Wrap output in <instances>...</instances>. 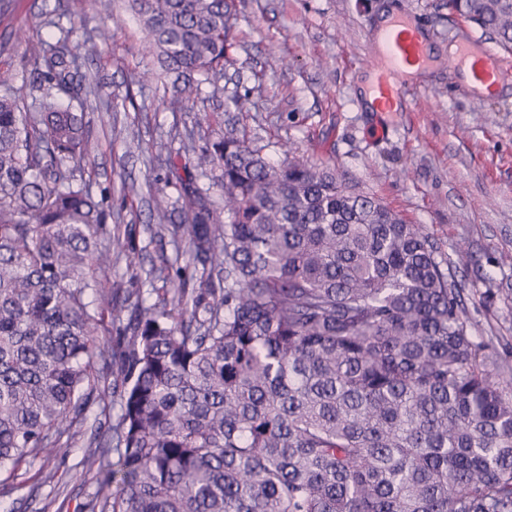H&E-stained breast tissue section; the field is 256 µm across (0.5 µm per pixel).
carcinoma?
<instances>
[{"label":"carcinoma","mask_w":512,"mask_h":512,"mask_svg":"<svg viewBox=\"0 0 512 512\" xmlns=\"http://www.w3.org/2000/svg\"><path fill=\"white\" fill-rule=\"evenodd\" d=\"M238 0H128L167 73L227 61ZM512 50V0H448ZM31 57L42 95L0 96V469L67 448L94 406L86 512H512V372L469 332L430 236L330 168L270 163L236 121L182 196L199 287L148 303L104 340L112 254L76 171L84 112L61 96L81 54ZM112 30L85 37L95 55ZM116 459H111V455Z\"/></svg>","instance_id":"cac0c4a2"}]
</instances>
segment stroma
I'll list each match as a JSON object with an SVG mask.
<instances>
[{
	"mask_svg": "<svg viewBox=\"0 0 512 512\" xmlns=\"http://www.w3.org/2000/svg\"><path fill=\"white\" fill-rule=\"evenodd\" d=\"M400 13L426 26L435 64L408 78L397 111L379 112L365 96L368 38ZM112 14L118 31L74 76L97 102L84 114L96 149L79 176L105 196L113 235L134 250L113 260L108 282L146 294L152 271L186 264L187 236L155 219L158 193L171 201L170 224L180 221L176 200L186 185L209 188L223 210L220 189L197 171L182 136L201 122L221 132L234 112L227 94L237 90L249 96L238 123L272 162L291 147L422 225L452 263L472 335L498 337L512 352V85L480 97L448 65L458 37L495 50L493 34L460 20L446 0H245L231 64L178 78L147 54L125 0H112ZM103 17L97 0H0V95L32 105L41 91L22 58L53 47L61 28L90 32ZM87 439L79 434L67 453L0 471V512H84L96 490L82 465Z\"/></svg>",
	"mask_w": 512,
	"mask_h": 512,
	"instance_id": "stroma-1",
	"label": "stroma"
}]
</instances>
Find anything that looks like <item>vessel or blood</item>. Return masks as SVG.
I'll use <instances>...</instances> for the list:
<instances>
[{"instance_id": "b4317fda", "label": "vessel or blood", "mask_w": 512, "mask_h": 512, "mask_svg": "<svg viewBox=\"0 0 512 512\" xmlns=\"http://www.w3.org/2000/svg\"><path fill=\"white\" fill-rule=\"evenodd\" d=\"M376 55L382 68L377 77V105L388 111L406 91L403 77L408 67L425 70L434 63L431 45L420 25L408 15H396L380 29ZM449 64L467 72L473 88L494 92L499 86L512 84V60L487 49L481 40H460Z\"/></svg>"}]
</instances>
